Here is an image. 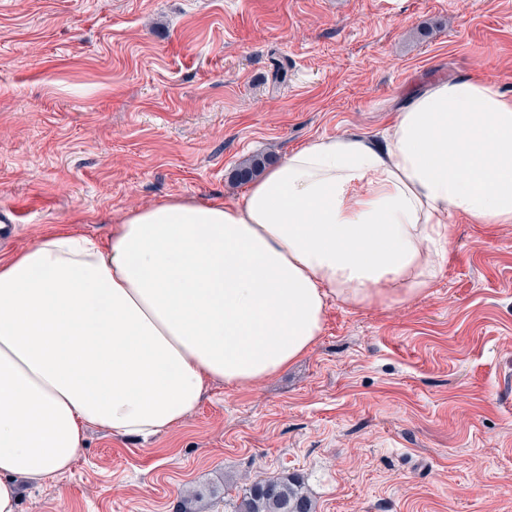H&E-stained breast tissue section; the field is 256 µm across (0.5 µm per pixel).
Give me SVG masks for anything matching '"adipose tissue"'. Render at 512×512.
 <instances>
[{
  "label": "adipose tissue",
  "mask_w": 512,
  "mask_h": 512,
  "mask_svg": "<svg viewBox=\"0 0 512 512\" xmlns=\"http://www.w3.org/2000/svg\"><path fill=\"white\" fill-rule=\"evenodd\" d=\"M452 212L512 224V97L491 83H434L381 145L314 140L241 202L173 195L106 240L56 230L0 258V512L67 471L89 426L156 434L212 383L277 373L329 299L425 297Z\"/></svg>",
  "instance_id": "obj_1"
}]
</instances>
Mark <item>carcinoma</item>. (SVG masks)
<instances>
[{
    "label": "carcinoma",
    "instance_id": "cac0c4a2",
    "mask_svg": "<svg viewBox=\"0 0 512 512\" xmlns=\"http://www.w3.org/2000/svg\"><path fill=\"white\" fill-rule=\"evenodd\" d=\"M234 512H313V503L298 480L270 478L245 487Z\"/></svg>",
    "mask_w": 512,
    "mask_h": 512
}]
</instances>
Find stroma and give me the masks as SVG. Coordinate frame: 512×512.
<instances>
[{
    "mask_svg": "<svg viewBox=\"0 0 512 512\" xmlns=\"http://www.w3.org/2000/svg\"><path fill=\"white\" fill-rule=\"evenodd\" d=\"M447 79L512 96V0H0V256L171 195L239 202L247 159L383 141ZM448 222L426 297L330 299L286 370L145 440L88 429L18 512H180L193 488L233 512L282 476L314 512H512V224Z\"/></svg>",
    "mask_w": 512,
    "mask_h": 512,
    "instance_id": "35a3bbf8",
    "label": "stroma"
}]
</instances>
